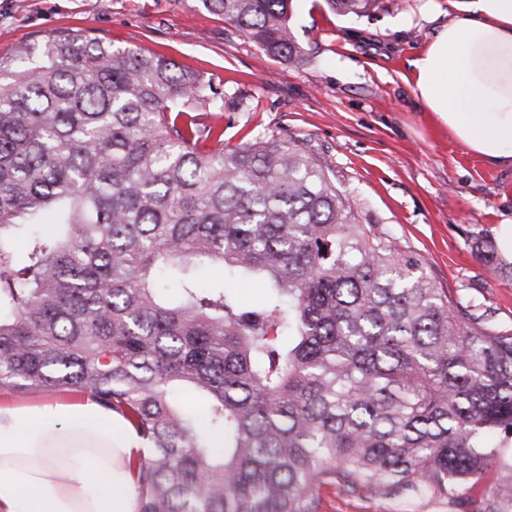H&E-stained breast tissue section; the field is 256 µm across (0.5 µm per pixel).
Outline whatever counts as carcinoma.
<instances>
[{"label":"carcinoma","mask_w":512,"mask_h":512,"mask_svg":"<svg viewBox=\"0 0 512 512\" xmlns=\"http://www.w3.org/2000/svg\"><path fill=\"white\" fill-rule=\"evenodd\" d=\"M291 2L200 0L300 62ZM222 111L200 70L78 32L0 59V390L124 415L138 512H318L326 484L458 501L488 475L476 512L512 508V326L359 223L298 141L224 150Z\"/></svg>","instance_id":"cac0c4a2"}]
</instances>
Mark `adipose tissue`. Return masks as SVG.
I'll return each instance as SVG.
<instances>
[{
    "mask_svg": "<svg viewBox=\"0 0 512 512\" xmlns=\"http://www.w3.org/2000/svg\"><path fill=\"white\" fill-rule=\"evenodd\" d=\"M454 10L409 66L427 112L467 151L512 167V0H433ZM147 448L89 394L0 407V512H137Z\"/></svg>",
    "mask_w": 512,
    "mask_h": 512,
    "instance_id": "adipose-tissue-1",
    "label": "adipose tissue"
}]
</instances>
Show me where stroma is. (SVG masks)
Instances as JSON below:
<instances>
[{
	"label": "stroma",
	"instance_id": "obj_1",
	"mask_svg": "<svg viewBox=\"0 0 512 512\" xmlns=\"http://www.w3.org/2000/svg\"><path fill=\"white\" fill-rule=\"evenodd\" d=\"M426 0L342 17L324 0H293L303 62L270 57L198 0H0V57L64 31L113 48L165 53L224 92V145L294 138L334 175L359 223L410 245L437 287L512 324V266L472 249L512 218V168H492L433 123L408 81V62L448 21ZM319 512H462L412 493H344L326 485Z\"/></svg>",
	"mask_w": 512,
	"mask_h": 512
}]
</instances>
